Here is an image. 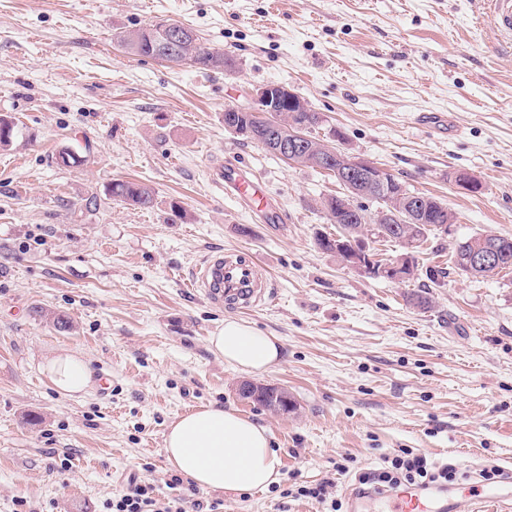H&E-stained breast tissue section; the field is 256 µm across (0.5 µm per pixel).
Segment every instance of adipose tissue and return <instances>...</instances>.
Returning a JSON list of instances; mask_svg holds the SVG:
<instances>
[{"label":"adipose tissue","mask_w":512,"mask_h":512,"mask_svg":"<svg viewBox=\"0 0 512 512\" xmlns=\"http://www.w3.org/2000/svg\"><path fill=\"white\" fill-rule=\"evenodd\" d=\"M225 363L262 373L280 359V340L251 324L225 319L208 340ZM43 373L61 394L78 397L92 385V370L80 355L63 350L49 357ZM165 453L170 466L206 491L240 494L277 482L280 458L265 427L234 410L206 405L176 416L167 426Z\"/></svg>","instance_id":"1"}]
</instances>
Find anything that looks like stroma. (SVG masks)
Instances as JSON below:
<instances>
[{
    "instance_id": "35a3bbf8",
    "label": "stroma",
    "mask_w": 512,
    "mask_h": 512,
    "mask_svg": "<svg viewBox=\"0 0 512 512\" xmlns=\"http://www.w3.org/2000/svg\"><path fill=\"white\" fill-rule=\"evenodd\" d=\"M161 19L235 69L115 39ZM266 84L307 100L316 138L340 133L337 148L447 204L455 222L429 237L413 278L370 277L318 249L316 235L336 234L322 202L344 186L225 130V107ZM429 112L451 132L423 125ZM0 116L15 125L0 146V512H105L133 478L162 503L186 493L190 481L170 484L165 432L207 404L265 427L281 460L267 488L203 492L218 512H330L297 489L328 479L347 501L361 473L404 450L455 464L452 493L485 468L512 470V271L477 280L451 260L467 236H512V38L484 0H0ZM66 149L79 165H57ZM220 164L257 177L267 213L211 181ZM459 173L481 192L460 190ZM115 179L152 188L154 207L113 203ZM217 249L273 277L275 297L247 317L281 341L267 372L208 348L237 312L187 281ZM435 265L448 276L430 308L410 305ZM61 348L110 378V395L52 388L40 364ZM246 382L283 387L294 410L240 397ZM198 40V45L194 49V55L190 57L191 64L202 70H224L227 67H232L235 63L234 59L227 53L213 50L203 46L200 43L199 37L195 35V41ZM215 57L222 59V68L213 65L212 61Z\"/></svg>"
}]
</instances>
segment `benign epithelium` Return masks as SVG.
Here are the masks:
<instances>
[{
    "instance_id": "benign-epithelium-1",
    "label": "benign epithelium",
    "mask_w": 512,
    "mask_h": 512,
    "mask_svg": "<svg viewBox=\"0 0 512 512\" xmlns=\"http://www.w3.org/2000/svg\"><path fill=\"white\" fill-rule=\"evenodd\" d=\"M155 29L162 35L158 44L161 52L169 47L177 49L181 46L190 50L195 45L194 35L189 30L181 28L176 31L173 23L169 21L155 23ZM234 111L251 112L260 120L271 123V146L277 155L288 162L312 165L327 161L333 164V174L347 188V195L340 198L341 208L355 210L357 205L354 204V199L370 198L378 191L386 196L388 207L381 208L374 214H365L367 221L378 225L421 223V197L398 183L389 170L367 159L350 156L326 142H310L309 137L304 134V127L296 123L293 116L298 112H309L311 107L289 87L261 86L253 93L251 104L237 106ZM372 240V235L367 233L349 244L338 235L333 248L345 264L373 277L391 275L400 279L413 270L407 256L393 265L376 266L375 258L369 252ZM496 260V251L482 246L469 254L468 265L476 269L485 268Z\"/></svg>"
}]
</instances>
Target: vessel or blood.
I'll return each mask as SVG.
<instances>
[{"label": "vessel or blood", "instance_id": "vessel-or-blood-1", "mask_svg": "<svg viewBox=\"0 0 512 512\" xmlns=\"http://www.w3.org/2000/svg\"><path fill=\"white\" fill-rule=\"evenodd\" d=\"M493 26L512 35V0H488ZM190 285L214 306L252 309L262 299L273 296L272 280L262 278L259 265L241 259L232 252H214L205 257L192 274ZM512 495L501 486L478 484L464 489L461 496L435 503L428 496L416 493H389V512H477L480 504L496 503Z\"/></svg>", "mask_w": 512, "mask_h": 512}]
</instances>
